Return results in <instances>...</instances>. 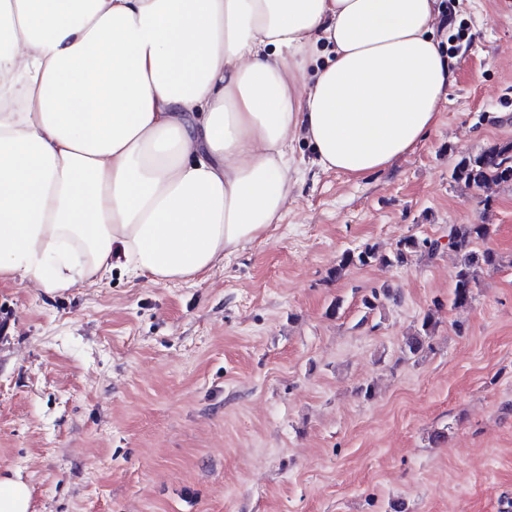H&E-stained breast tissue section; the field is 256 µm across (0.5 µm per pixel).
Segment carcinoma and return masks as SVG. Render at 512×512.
I'll return each instance as SVG.
<instances>
[{
    "instance_id": "1",
    "label": "carcinoma",
    "mask_w": 512,
    "mask_h": 512,
    "mask_svg": "<svg viewBox=\"0 0 512 512\" xmlns=\"http://www.w3.org/2000/svg\"><path fill=\"white\" fill-rule=\"evenodd\" d=\"M452 178L477 189L512 187V142L495 143L478 154L462 157L453 169ZM488 236L489 227L486 224L448 225V246L461 256L448 297V303L454 308L470 305L475 299V289L479 287L481 274L502 264V257L496 251L488 247L479 248ZM438 247L437 240L420 239L413 235L403 238L389 254L382 252L375 244H366L358 250L344 251L336 264L335 273L339 276L349 267L368 266L372 263L404 266L414 256L431 255ZM435 327L432 315H424L420 327L406 337L402 353L408 358H414L429 349L428 338Z\"/></svg>"
}]
</instances>
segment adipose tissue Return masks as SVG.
<instances>
[{
  "instance_id": "adipose-tissue-1",
  "label": "adipose tissue",
  "mask_w": 512,
  "mask_h": 512,
  "mask_svg": "<svg viewBox=\"0 0 512 512\" xmlns=\"http://www.w3.org/2000/svg\"><path fill=\"white\" fill-rule=\"evenodd\" d=\"M441 12L0 0V281L199 280L281 221L295 139L322 171L386 169L437 126L456 79Z\"/></svg>"
}]
</instances>
